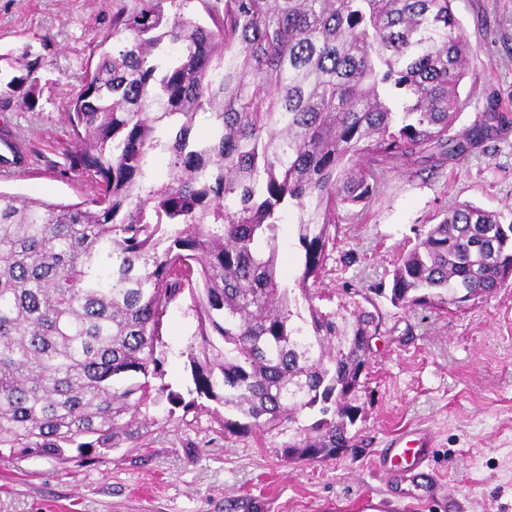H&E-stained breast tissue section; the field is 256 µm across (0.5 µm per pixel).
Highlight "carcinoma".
I'll return each instance as SVG.
<instances>
[{"label":"carcinoma","mask_w":512,"mask_h":512,"mask_svg":"<svg viewBox=\"0 0 512 512\" xmlns=\"http://www.w3.org/2000/svg\"><path fill=\"white\" fill-rule=\"evenodd\" d=\"M453 0H144L120 14L69 95L77 204L0 193V453L93 462L144 434L164 391L168 308L189 296L195 392L301 462L354 448L345 401L381 327L324 310L343 213L377 192L371 165L438 173L512 130L489 102L455 131L471 46ZM5 82L32 108L39 59ZM209 113L208 136L195 134ZM303 249L277 269L281 212ZM512 286V219L471 203L420 230L391 305L460 308Z\"/></svg>","instance_id":"obj_1"}]
</instances>
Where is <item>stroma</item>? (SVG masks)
Returning a JSON list of instances; mask_svg holds the SVG:
<instances>
[{
    "label": "stroma",
    "mask_w": 512,
    "mask_h": 512,
    "mask_svg": "<svg viewBox=\"0 0 512 512\" xmlns=\"http://www.w3.org/2000/svg\"><path fill=\"white\" fill-rule=\"evenodd\" d=\"M141 0H0V68L32 53L41 83L34 108L0 106V124L26 148L30 172H0V190L76 203L91 188L67 169L69 93L99 61V43L118 8ZM473 49L459 92L468 126L489 97L512 112V0H454ZM470 201L512 211V134L486 143L435 177L391 170L362 214L345 215L319 289L323 306L379 314L380 333L361 377L356 445L335 459L286 461L294 427L260 436L225 431L234 412L207 399L183 412L160 399L144 444L118 448L82 466L42 457H0V512H352L372 494L386 512H512V288L444 313L402 311L376 287H389L401 251L422 226ZM195 328L189 299L164 320L163 385L192 389L186 356ZM416 426L435 446L410 505L411 478L380 477L395 430Z\"/></svg>",
    "instance_id": "obj_1"
}]
</instances>
